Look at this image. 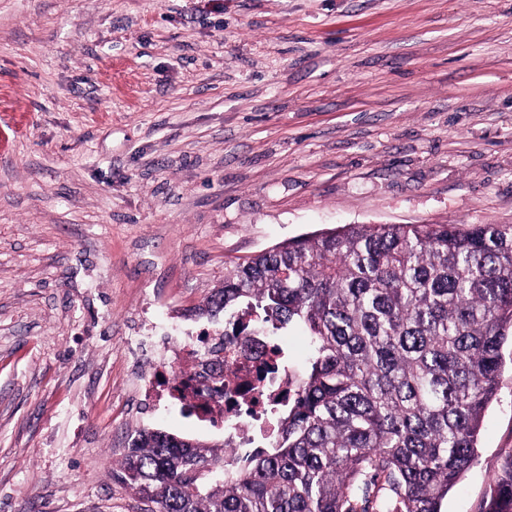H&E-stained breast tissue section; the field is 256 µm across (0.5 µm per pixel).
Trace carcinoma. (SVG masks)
Here are the masks:
<instances>
[{
	"mask_svg": "<svg viewBox=\"0 0 512 512\" xmlns=\"http://www.w3.org/2000/svg\"><path fill=\"white\" fill-rule=\"evenodd\" d=\"M227 336L303 330L266 445L224 461L141 429L118 478L148 512H443L512 339V225L345 224L224 267ZM285 350L257 381L285 371ZM482 512H512V453ZM285 349V362L288 369L294 372L300 371L310 356L309 341L302 332L296 328H289L282 332Z\"/></svg>",
	"mask_w": 512,
	"mask_h": 512,
	"instance_id": "obj_1",
	"label": "carcinoma"
}]
</instances>
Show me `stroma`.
Wrapping results in <instances>:
<instances>
[{
	"instance_id": "obj_1",
	"label": "stroma",
	"mask_w": 512,
	"mask_h": 512,
	"mask_svg": "<svg viewBox=\"0 0 512 512\" xmlns=\"http://www.w3.org/2000/svg\"><path fill=\"white\" fill-rule=\"evenodd\" d=\"M341 224H512V0H0V512H144L127 340ZM444 512L512 453V347Z\"/></svg>"
}]
</instances>
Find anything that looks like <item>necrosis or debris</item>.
<instances>
[{
    "mask_svg": "<svg viewBox=\"0 0 512 512\" xmlns=\"http://www.w3.org/2000/svg\"><path fill=\"white\" fill-rule=\"evenodd\" d=\"M161 342V356L140 391L141 405L179 407L214 427L235 424L236 435L227 441L233 452L245 447L255 433L270 429L266 398L244 393L243 388L278 346L277 338L262 336L244 343L206 330L166 336ZM168 363L173 371H165Z\"/></svg>",
    "mask_w": 512,
    "mask_h": 512,
    "instance_id": "obj_1",
    "label": "necrosis or debris"
}]
</instances>
